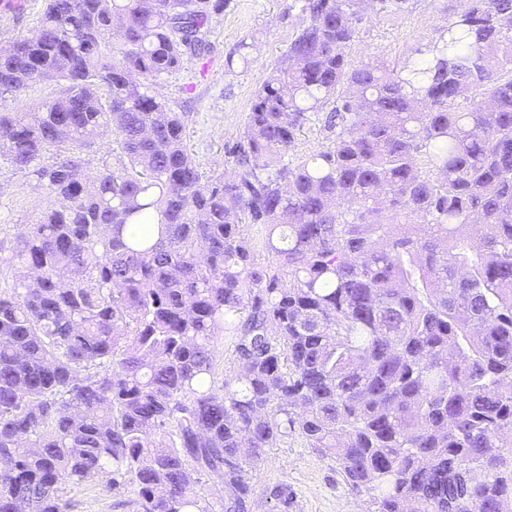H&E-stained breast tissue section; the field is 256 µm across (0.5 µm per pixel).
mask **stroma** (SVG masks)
I'll return each mask as SVG.
<instances>
[{
  "mask_svg": "<svg viewBox=\"0 0 512 512\" xmlns=\"http://www.w3.org/2000/svg\"><path fill=\"white\" fill-rule=\"evenodd\" d=\"M291 0H224V9L209 22L204 55L187 56L179 71L166 77L158 93L176 109L191 114L187 144L204 175L231 172L227 151L239 138L254 97L284 57L297 30L308 18L291 8ZM456 0H411L407 12L374 15L363 24L349 54L356 62L402 58L416 42L435 37ZM43 0H22L21 7L0 5V46L33 35ZM251 46L249 63L226 67L240 43ZM47 191L33 176L0 161V255L9 256L19 225L31 223L35 206ZM255 494L246 512H271L266 488L286 484L292 499L286 512H369V497L347 487L333 460L301 441L271 449L252 476ZM71 512H132L133 492L120 499L95 481L70 486Z\"/></svg>",
  "mask_w": 512,
  "mask_h": 512,
  "instance_id": "obj_1",
  "label": "stroma"
}]
</instances>
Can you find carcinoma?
I'll use <instances>...</instances> for the list:
<instances>
[{
	"label": "carcinoma",
	"mask_w": 512,
	"mask_h": 512,
	"mask_svg": "<svg viewBox=\"0 0 512 512\" xmlns=\"http://www.w3.org/2000/svg\"><path fill=\"white\" fill-rule=\"evenodd\" d=\"M408 3L293 0L309 22L216 177L155 88L224 0H45L0 47L1 102L58 86L0 111V159L49 196L0 258V512H70L94 478L136 512H245L292 439L374 512H512V0L350 59ZM319 112L325 143L290 155ZM112 148H116L115 144L111 142V139L105 138L98 140L90 148L85 150V158L88 161L87 169L94 171L96 166L101 164L102 160H108L109 162H115L117 151H112ZM90 171V172H91Z\"/></svg>",
	"instance_id": "cac0c4a2"
}]
</instances>
